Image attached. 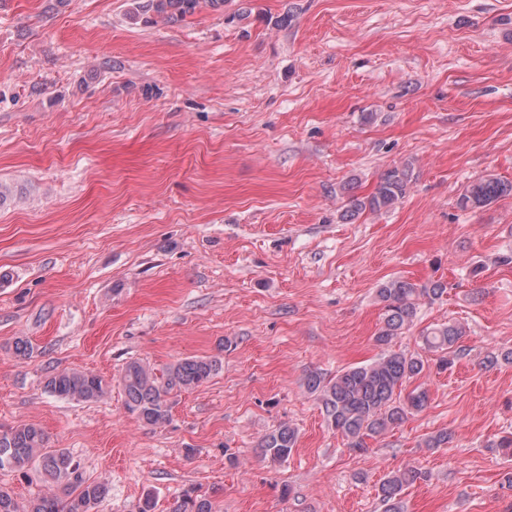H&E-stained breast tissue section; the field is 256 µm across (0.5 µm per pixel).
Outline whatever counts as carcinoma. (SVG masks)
I'll return each mask as SVG.
<instances>
[{"instance_id":"cac0c4a2","label":"carcinoma","mask_w":512,"mask_h":512,"mask_svg":"<svg viewBox=\"0 0 512 512\" xmlns=\"http://www.w3.org/2000/svg\"><path fill=\"white\" fill-rule=\"evenodd\" d=\"M224 0H133L131 16L156 23L174 17L184 18L209 6L219 8ZM411 166L404 164L388 170L373 194L365 201L354 200L353 208L372 211L387 209L403 199L411 182ZM512 193V183L495 177L481 178L460 195L462 208L486 205ZM446 292L441 282L415 283L403 279L383 282L376 290L383 305L382 326L375 336L381 346L379 357L367 364L350 367L326 380L311 372L305 377L307 390L316 396L328 425L350 440L356 453L367 451L366 439L374 438L402 424L413 412L424 410L428 391L417 387L401 396V387L430 368L418 355L390 348L393 339L408 331L416 318L420 301L437 300ZM463 327L442 324L422 336L429 351L438 354L435 367L441 373L451 368L462 352L459 345ZM222 368L215 356L192 357L170 365L160 373L138 360L129 361L121 381L127 411L147 426L160 425L170 414L169 396L192 390L208 382ZM48 392L69 400L91 403L103 398L108 390L105 379L86 370H61L51 373L45 382ZM298 430L280 423L260 444L262 458L283 462L292 454ZM452 434L439 430L423 441L425 448H446ZM33 466L50 480V487L24 503L0 490V512H93L108 496L106 483L90 482L78 461L63 448L48 447L45 431L33 423L0 427V470ZM427 478L418 468L393 472L379 485L378 494L385 512H404L403 491ZM169 512H215L211 499L190 486L176 497Z\"/></svg>"}]
</instances>
